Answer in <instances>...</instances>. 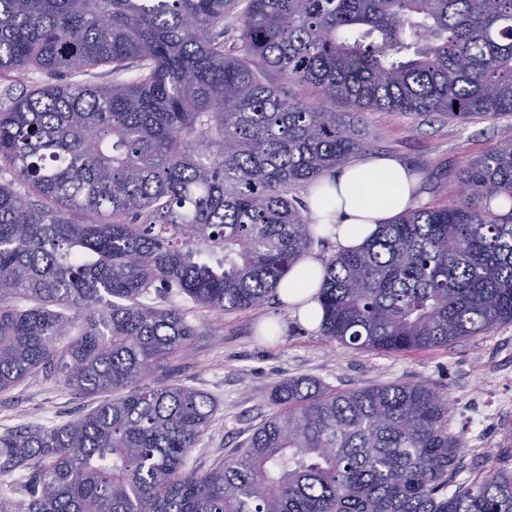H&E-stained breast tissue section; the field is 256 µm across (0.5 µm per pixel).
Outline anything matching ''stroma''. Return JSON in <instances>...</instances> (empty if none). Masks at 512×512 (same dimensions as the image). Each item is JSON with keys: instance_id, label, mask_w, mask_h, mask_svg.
Segmentation results:
<instances>
[{"instance_id": "1", "label": "stroma", "mask_w": 512, "mask_h": 512, "mask_svg": "<svg viewBox=\"0 0 512 512\" xmlns=\"http://www.w3.org/2000/svg\"><path fill=\"white\" fill-rule=\"evenodd\" d=\"M370 148L363 163L391 156L409 166L425 205L457 200V172L487 148L512 139V115L466 122L440 114L373 111L355 115ZM196 334L149 374L148 384L182 383L208 394L216 412L191 464L208 468L242 446L275 412L276 383L307 377L334 392L376 384H427L448 398L450 428L466 463L501 466L512 424V323L456 342L403 353L355 351L309 329L277 297L226 313L193 311ZM99 397L36 375L0 392V433L55 427L96 407Z\"/></svg>"}]
</instances>
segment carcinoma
I'll list each match as a JSON object with an SVG mask.
<instances>
[{"label":"carcinoma","instance_id":"1","mask_svg":"<svg viewBox=\"0 0 512 512\" xmlns=\"http://www.w3.org/2000/svg\"><path fill=\"white\" fill-rule=\"evenodd\" d=\"M112 66V80L75 77ZM51 81L0 112V391L44 372L106 399L0 434V512H512V470L466 468L448 398L303 378L207 471L215 404L144 383L207 312L262 304L316 241L293 190L368 142L324 102L512 114V0H0V70ZM275 71L314 89L296 99ZM451 205L380 225L325 265L320 330L399 353L512 322V141Z\"/></svg>","mask_w":512,"mask_h":512}]
</instances>
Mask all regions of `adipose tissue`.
I'll use <instances>...</instances> for the list:
<instances>
[{
  "instance_id": "ef3b65f1",
  "label": "adipose tissue",
  "mask_w": 512,
  "mask_h": 512,
  "mask_svg": "<svg viewBox=\"0 0 512 512\" xmlns=\"http://www.w3.org/2000/svg\"><path fill=\"white\" fill-rule=\"evenodd\" d=\"M417 181L400 161L379 157L349 164L320 179L307 204L312 223L337 249L352 250L372 237L380 224L416 205ZM325 271L316 254L302 257L278 287L281 302L302 324L315 328L322 320L318 293Z\"/></svg>"
}]
</instances>
